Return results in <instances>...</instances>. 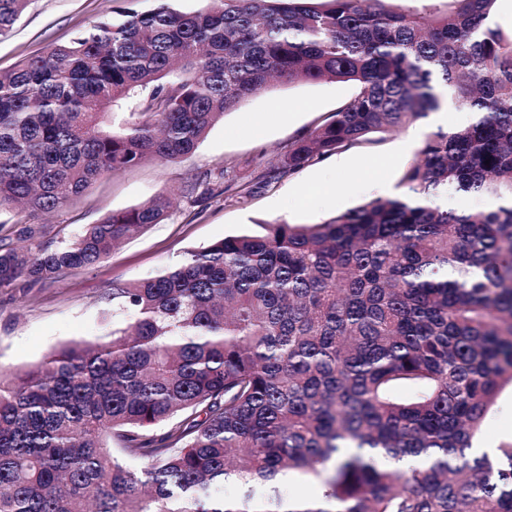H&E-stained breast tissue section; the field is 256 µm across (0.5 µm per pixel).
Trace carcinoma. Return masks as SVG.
Returning a JSON list of instances; mask_svg holds the SVG:
<instances>
[{
  "instance_id": "cac0c4a2",
  "label": "carcinoma",
  "mask_w": 512,
  "mask_h": 512,
  "mask_svg": "<svg viewBox=\"0 0 512 512\" xmlns=\"http://www.w3.org/2000/svg\"><path fill=\"white\" fill-rule=\"evenodd\" d=\"M29 0H0V36ZM169 0L0 74V209L49 214L99 177L193 154L271 81L351 82L269 182L441 107L406 191L226 236L112 289V340L0 371V512H512V438L472 442L512 389V37L498 0ZM143 92L115 128L107 110ZM500 202L462 211L437 200ZM170 203L72 238L21 224L0 288L104 262ZM284 472L317 485L285 498ZM226 483L236 497L219 494ZM448 206L466 211L488 210L494 206L491 198L473 194H448Z\"/></svg>"
}]
</instances>
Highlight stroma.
<instances>
[{"label": "stroma", "mask_w": 512, "mask_h": 512, "mask_svg": "<svg viewBox=\"0 0 512 512\" xmlns=\"http://www.w3.org/2000/svg\"><path fill=\"white\" fill-rule=\"evenodd\" d=\"M154 6L155 0H30L0 39V72L68 42L95 22ZM351 92L344 82L273 84L225 112L188 157L149 159L102 176L49 215L1 211L6 226L36 221L75 236L150 199L174 200L162 223L122 243L99 266L71 271L56 282L0 289V369L23 372L62 346L106 341L112 316L105 298L114 286L155 276L224 236L260 223L317 224L369 200L402 194L403 176L422 145L410 140L405 127L371 135L358 147L265 186L250 184L255 171L273 165L288 141L323 123Z\"/></svg>", "instance_id": "obj_1"}]
</instances>
